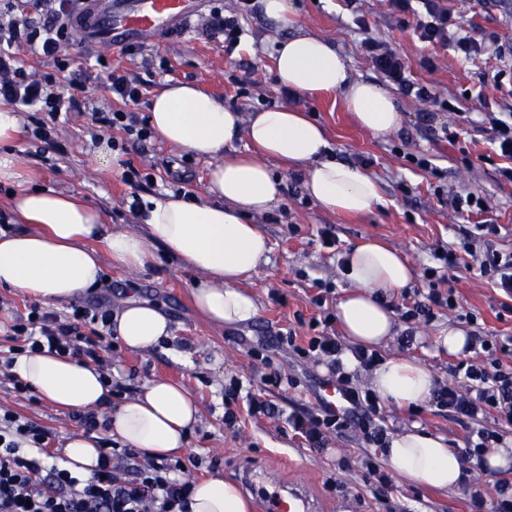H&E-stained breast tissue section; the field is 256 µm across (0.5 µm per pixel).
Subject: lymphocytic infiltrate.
Returning a JSON list of instances; mask_svg holds the SVG:
<instances>
[{
    "label": "lymphocytic infiltrate",
    "mask_w": 512,
    "mask_h": 512,
    "mask_svg": "<svg viewBox=\"0 0 512 512\" xmlns=\"http://www.w3.org/2000/svg\"><path fill=\"white\" fill-rule=\"evenodd\" d=\"M36 2L43 16L39 22L16 15L15 0H0V101L36 112L38 118L31 135L52 146L56 143L55 122L62 114L81 111L84 105L80 84L73 82L65 87L58 80L59 72L69 67L68 59L61 54V45L69 37L70 21L82 0ZM251 2L238 0L231 16L219 7L211 10L205 30L212 36L223 35L225 55H233L241 42L244 29L240 17L250 12ZM388 2L398 24L412 29L419 41L449 46L467 56L481 51V43L459 34L448 0ZM354 22L365 33L361 45L367 57L386 81L396 85L404 96L437 102L438 96L431 87L410 78L400 54L386 42L367 35L363 15H356ZM24 47L52 60L54 71L40 75L28 72L17 57L18 50ZM109 79L110 91L125 107L93 112V122L105 129L123 130L131 142H146L150 128L139 125L126 109L127 104L137 103L141 98L140 82L115 70L110 72ZM500 230L497 224L465 226L457 243L434 249V263L425 269L427 291L422 298L402 305V318L429 321L445 311L467 324L477 325V314L460 306L453 289L442 288L436 278L440 266L478 267L504 297L503 311L512 313V251H501L493 244ZM109 318L108 310L87 308L73 313L71 323L67 324L59 322L53 312L32 307L27 316L18 318L13 325L14 345L0 358V367L10 368L16 354H33L46 348L64 356L101 362L102 351L112 346ZM308 327L311 334L306 339H298L289 331L276 336L275 342L288 346L300 359L324 363L329 383L342 403L333 407L318 401L304 411L289 414L286 423L315 452L323 451L342 433H355L362 444L359 463L365 478L377 490H388L391 476L380 455L388 445L382 401L375 391L355 383L356 370H348L342 359L344 352H351L356 369H369L379 363L380 356L360 346L345 348L331 318L310 319ZM470 348L481 355V362L463 359L449 365L452 383L438 385L428 401L432 414L448 415L465 429V446L460 453L468 463L481 460L487 449L502 440L504 431L512 429V365L501 359L508 351L507 346L495 338L475 334L470 338ZM242 400L251 416L276 413L275 404L260 393L244 390L242 382L235 380L224 389L225 426H236L235 405ZM77 421L84 432L97 433L101 447L99 465L87 479L73 475L54 461L47 429L14 410H0V512H192L193 484L186 476L184 462L118 447L95 411L78 414Z\"/></svg>",
    "instance_id": "f902f5d3"
}]
</instances>
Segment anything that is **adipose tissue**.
<instances>
[{"label": "adipose tissue", "instance_id": "adipose-tissue-1", "mask_svg": "<svg viewBox=\"0 0 512 512\" xmlns=\"http://www.w3.org/2000/svg\"><path fill=\"white\" fill-rule=\"evenodd\" d=\"M261 11L280 31L275 48L277 87L297 94L339 92L358 123L377 136L397 132L402 115L394 99L372 82L353 79L345 58L327 39L300 31L295 0H260ZM150 125L162 142L208 160L204 200H187L168 192L148 199L141 229L107 225L100 211L80 198L51 189L24 187L25 172L12 143L25 134L18 112L0 104V183L18 186L11 202L21 226L10 234L0 229V287L45 306L82 299L102 280V260L134 274L153 258L152 244L200 278L192 290L197 311L218 325L242 324L258 315L251 293L240 287L266 260L269 244L254 216L276 209L284 183L273 164L306 173L304 189L312 201L338 214L361 215L380 202L377 180L336 161L324 128L292 107L261 109L249 115L224 106L197 85L170 82L153 95ZM247 139V152L236 143ZM343 274L350 289L336 307L348 341L376 348L393 335L394 310L377 298L412 282V266L397 251L362 244L344 255ZM110 325L130 352H146L171 338L165 314L155 305L130 299ZM12 374L33 394L61 409H94L108 416L116 441L156 456L180 453L186 436L200 419V409L182 385L147 381L140 394L113 403L103 372L50 352L17 356ZM371 388L397 408L424 403L435 385L421 362L391 357L369 374ZM95 435L69 437L63 454L69 468L90 477L99 459ZM383 454L405 479L437 489H454L469 472L442 436L419 429L389 437ZM192 512H248L238 487L216 475L194 484Z\"/></svg>", "mask_w": 512, "mask_h": 512}]
</instances>
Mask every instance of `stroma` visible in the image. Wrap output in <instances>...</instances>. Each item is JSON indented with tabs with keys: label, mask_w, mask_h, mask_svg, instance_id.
I'll return each mask as SVG.
<instances>
[{
	"label": "stroma",
	"mask_w": 512,
	"mask_h": 512,
	"mask_svg": "<svg viewBox=\"0 0 512 512\" xmlns=\"http://www.w3.org/2000/svg\"><path fill=\"white\" fill-rule=\"evenodd\" d=\"M298 5L304 29L330 40L346 56L355 77L380 81L360 46L363 34L342 0H298ZM448 7L462 33L481 42L497 37L512 43V27L502 23L503 15L512 14V0H500L499 7L487 12L480 11L474 0H448ZM360 11L371 34L402 55L412 76L432 84L439 98L451 105L447 111L434 105L420 106L399 95L396 86L385 84V91L397 98L403 125L390 136L376 137L357 124L339 93L301 95L300 110L325 128L337 160L352 165L357 157L370 159L366 172L380 185L381 204L359 217H342L311 201L299 204L292 192L302 186L301 175L274 165V172L285 182L286 195L277 210L255 219L271 250L267 262L245 284L258 303V316L248 323L216 325L200 315L190 294L196 272L156 243L151 246L154 262L139 274L130 275L113 263H105V281L88 300L104 302L113 311L124 300L136 297L157 304L169 318L172 339L144 353L120 347L105 353L104 358L125 396H134L146 380L156 377L183 383L196 397L202 409L201 421L189 435L184 452L185 458L198 463L189 473L190 480L197 482L218 472L236 484L246 469L266 468L281 482L307 485L322 512H470L473 490L488 498L494 496L491 474L472 470L466 484L448 491L398 476L392 489L383 493L364 480L358 462L360 442L354 434L338 437L316 453L293 438L284 422L275 418L246 416L238 428L224 425L225 386L234 380L256 389L261 386L264 369L249 356V349L260 339L291 329L297 335H308L307 320L321 315L311 302L317 293L316 280L335 284L330 305H337L346 294L348 282L338 261L340 254L365 242L385 244L413 265L411 292L425 288L424 268L432 263L433 249L456 241L462 223L438 201L435 186L485 196L489 212L472 216L471 221L501 225L495 246L512 251V185L498 183L495 165L487 160L493 132L483 123L478 103L472 98L481 90L498 100L500 111L512 110V96L494 87L497 61L487 54L467 59L454 50L420 42L412 30L398 26L386 0H361ZM206 20V14H199L193 32L185 35L140 40L138 53L131 56L117 47L101 50L76 40L65 43L62 53L70 66L60 81L65 85L80 82L86 106L58 125L64 153L42 149L40 142L27 137L16 143L15 151L31 185L78 196L98 208L105 223L132 229L137 228L138 220L123 203L129 191L122 180L124 171L133 168L152 173L153 183L140 191L144 198L167 191L203 193L207 161L186 158L155 138L142 145L127 144L115 154L117 167L101 168L96 161L101 138L117 141L122 133L100 132L91 113L120 105L109 90V70L113 67L143 84L144 95L133 107L142 118L149 114L151 95L170 81L200 85L225 106L245 113L285 105V98L275 88L272 46L277 34L260 8H253L246 16L243 49L232 58L225 57L221 39L203 34ZM239 78L247 80L245 90H238L235 81ZM446 130L456 134L455 142L442 140ZM418 152L432 156L436 174L422 172L408 162V155ZM323 224L335 227L336 254H329L319 243L317 230ZM447 276L464 309L480 314L488 335L512 336V316L499 317L502 298L478 269L461 267L448 271ZM455 324L453 317L443 313L428 322L398 320L395 336L380 353L385 358L416 359L433 371L437 381H449L448 366L457 357L443 349L438 339ZM271 357L282 376H298L302 384L296 389L285 384L269 388L266 398L285 414L314 404L308 382L326 376L325 365L299 363L285 349L274 350ZM1 407L47 427L55 445L78 429L72 411L37 398L20 399L8 379L0 376ZM386 418L392 432L416 425L443 436L449 447L464 445L463 428L449 418L427 412L414 416L392 406L387 407Z\"/></svg>",
	"instance_id": "35a3bbf8"
}]
</instances>
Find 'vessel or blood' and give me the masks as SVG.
I'll return each mask as SVG.
<instances>
[{
	"mask_svg": "<svg viewBox=\"0 0 512 512\" xmlns=\"http://www.w3.org/2000/svg\"><path fill=\"white\" fill-rule=\"evenodd\" d=\"M87 13L77 34L97 47H112L134 35H169L199 13L201 0H87ZM243 480L261 505V512H319L301 484L269 489L267 474L246 470Z\"/></svg>",
	"mask_w": 512,
	"mask_h": 512,
	"instance_id": "obj_1",
	"label": "vessel or blood"
}]
</instances>
